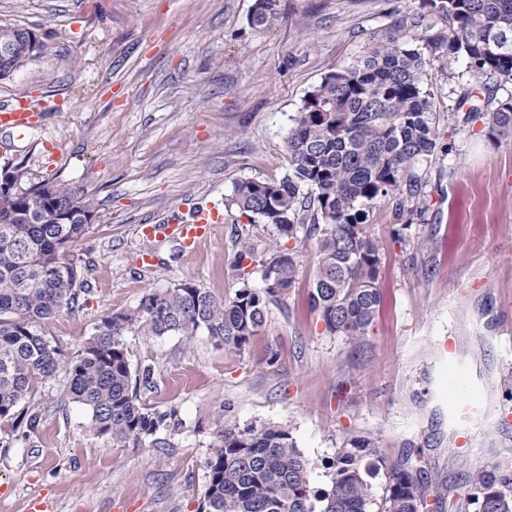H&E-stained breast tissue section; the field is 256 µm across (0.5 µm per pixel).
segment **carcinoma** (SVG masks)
<instances>
[{
  "label": "carcinoma",
  "instance_id": "1",
  "mask_svg": "<svg viewBox=\"0 0 512 512\" xmlns=\"http://www.w3.org/2000/svg\"><path fill=\"white\" fill-rule=\"evenodd\" d=\"M445 20L434 29L423 12L408 13L351 64L327 73L303 97L286 139L288 172L279 180L236 183L231 203L273 228L280 238L315 241L317 267L308 304L330 335L358 344L380 305L381 242L370 211L390 200L396 217L429 209V195L415 165L452 152L436 128L430 90L425 88L424 51L453 64L462 59L471 81L458 100L469 106L463 122L488 120L495 135H512V0H423ZM278 0H255L250 23L268 27ZM25 28L0 26V42L15 51L9 66L28 60ZM50 196L0 194V420L12 419L42 381L64 370L70 398L91 415L90 432L119 443L157 438L181 424L179 413L151 411L140 385L151 370L132 375L125 336L146 326L151 334L178 333L191 340L198 330L217 343L240 349L265 322L267 304L295 286L293 254L270 248L258 262L265 287L244 285L218 300L194 283L146 294L134 309L104 318L78 357L64 361L41 323L63 308L74 309L84 287L72 247L90 230L77 211L95 203L58 182ZM208 486L200 512H427L428 486L409 458L378 455L371 436L352 435L330 462L331 486H312L315 463L283 426L241 427L214 419L213 441L204 461ZM383 475V494L372 479ZM479 512H512V468L469 475Z\"/></svg>",
  "mask_w": 512,
  "mask_h": 512
}]
</instances>
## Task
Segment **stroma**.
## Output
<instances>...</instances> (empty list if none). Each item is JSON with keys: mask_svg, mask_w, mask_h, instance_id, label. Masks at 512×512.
I'll use <instances>...</instances> for the list:
<instances>
[{"mask_svg": "<svg viewBox=\"0 0 512 512\" xmlns=\"http://www.w3.org/2000/svg\"><path fill=\"white\" fill-rule=\"evenodd\" d=\"M253 4L0 0L1 25L41 40L0 78V104L31 99L45 114L23 137L0 131V167L61 181L98 210L73 249L79 305L43 326L66 360L146 293L191 282L228 299L242 284L262 287L237 255L262 254L276 235L228 206L235 184L281 179L306 92L421 0H280L268 29L250 24ZM423 79L453 150L415 166L431 195L425 216L404 223L385 202L370 216L383 303L361 346L328 334L308 306L314 243L283 241L296 285L268 304L243 348L203 331L189 341L126 335L132 373L152 370L142 402L179 413L167 447L91 435L89 412L57 374L30 399L36 430L0 420V512H30L36 499L47 512H199L220 412L288 428L316 464L315 488H328L327 463L348 436L370 434L379 456L408 457L419 471L430 512H478L469 474L512 467V136L480 122L449 127L469 81L463 64L429 56ZM196 205L214 228L194 250L144 235Z\"/></svg>", "mask_w": 512, "mask_h": 512, "instance_id": "stroma-1", "label": "stroma"}]
</instances>
